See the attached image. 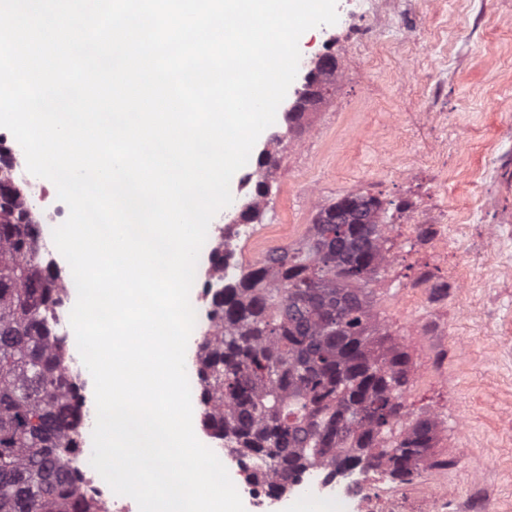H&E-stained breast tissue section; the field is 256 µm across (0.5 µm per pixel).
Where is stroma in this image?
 I'll return each mask as SVG.
<instances>
[{
    "label": "stroma",
    "instance_id": "1",
    "mask_svg": "<svg viewBox=\"0 0 512 512\" xmlns=\"http://www.w3.org/2000/svg\"><path fill=\"white\" fill-rule=\"evenodd\" d=\"M372 48L331 54L325 102L287 132L277 116L254 150L275 148L280 178L243 265L306 234L317 207L356 191L400 204L389 261L367 283L373 311L409 359L400 429L439 423L432 467L411 480L367 472L389 512H512V0H370ZM424 207L427 241L410 209Z\"/></svg>",
    "mask_w": 512,
    "mask_h": 512
}]
</instances>
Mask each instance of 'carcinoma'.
<instances>
[{
    "mask_svg": "<svg viewBox=\"0 0 512 512\" xmlns=\"http://www.w3.org/2000/svg\"><path fill=\"white\" fill-rule=\"evenodd\" d=\"M0 185V512H102L78 496L68 458L83 415L67 348L47 319L61 289L37 255L36 224ZM362 202V221L330 224ZM389 207L365 191L318 209L297 246L275 248L215 293L203 338L199 405L207 428L272 489L291 469L336 459L408 481L430 465L438 422L396 430L408 358L362 285L387 263Z\"/></svg>",
    "mask_w": 512,
    "mask_h": 512,
    "instance_id": "obj_1",
    "label": "carcinoma"
}]
</instances>
